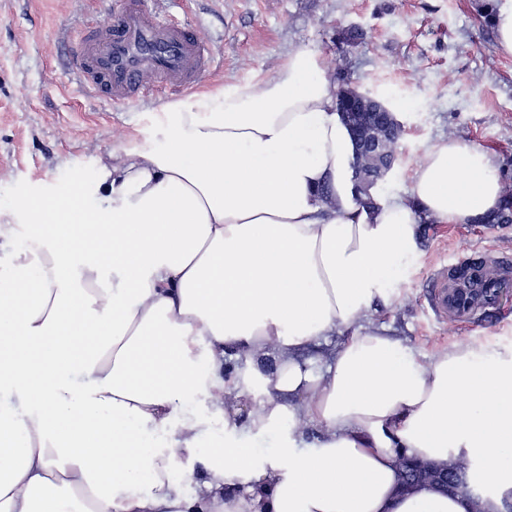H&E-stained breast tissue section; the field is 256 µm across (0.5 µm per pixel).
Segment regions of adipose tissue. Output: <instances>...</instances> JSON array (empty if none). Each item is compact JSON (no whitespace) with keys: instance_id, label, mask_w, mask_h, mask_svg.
<instances>
[{"instance_id":"ef3b65f1","label":"adipose tissue","mask_w":512,"mask_h":512,"mask_svg":"<svg viewBox=\"0 0 512 512\" xmlns=\"http://www.w3.org/2000/svg\"><path fill=\"white\" fill-rule=\"evenodd\" d=\"M160 112L99 158L90 196H24L0 225V512H466L431 484L402 491L404 455L479 461L501 512L512 349L424 359L369 322L421 214L495 206L492 157L452 137L407 197L361 199L312 50ZM230 351L245 373L225 375ZM195 458L191 495L174 474Z\"/></svg>"}]
</instances>
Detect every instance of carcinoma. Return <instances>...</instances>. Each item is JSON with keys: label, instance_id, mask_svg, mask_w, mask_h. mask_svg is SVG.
I'll return each mask as SVG.
<instances>
[{"label": "carcinoma", "instance_id": "obj_1", "mask_svg": "<svg viewBox=\"0 0 512 512\" xmlns=\"http://www.w3.org/2000/svg\"><path fill=\"white\" fill-rule=\"evenodd\" d=\"M336 100H346L360 105L358 111L351 113L348 128L353 132L365 130L379 141L375 154L354 155L352 169L354 180L360 191L366 192L382 183L388 173V167L398 163V144L404 129L394 117L388 104L381 101H369L362 98L359 89L352 86L343 72L336 73ZM494 221L512 218V188L507 186L497 205L488 214ZM448 473V492L462 493L468 498L470 512H483V496L474 492V485L468 480L471 464L461 460H451L441 466ZM403 484L413 486L422 482L437 483L434 469L430 464L412 463L402 470Z\"/></svg>", "mask_w": 512, "mask_h": 512}]
</instances>
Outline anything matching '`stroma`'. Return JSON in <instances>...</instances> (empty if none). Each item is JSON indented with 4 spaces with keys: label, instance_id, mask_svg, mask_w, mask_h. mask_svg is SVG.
Segmentation results:
<instances>
[{
    "label": "stroma",
    "instance_id": "obj_1",
    "mask_svg": "<svg viewBox=\"0 0 512 512\" xmlns=\"http://www.w3.org/2000/svg\"><path fill=\"white\" fill-rule=\"evenodd\" d=\"M489 0H192L184 18L209 39L208 87L274 78L299 49L320 53L327 73L345 69L400 108L402 162L378 190L407 196L426 150L454 137L495 159L512 184V55L484 23ZM95 0H0V224L16 199L43 185L69 198L90 189L98 159L143 136L153 106L81 93L65 74L71 28L95 19ZM361 34L356 46L343 32ZM479 246L512 258V220L445 224L423 219L414 254L390 278L391 306L373 313L421 356L457 342L512 347L507 320L437 323L424 288L433 269Z\"/></svg>",
    "mask_w": 512,
    "mask_h": 512
}]
</instances>
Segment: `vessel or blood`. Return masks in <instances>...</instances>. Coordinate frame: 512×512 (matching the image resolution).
Returning <instances> with one entry per match:
<instances>
[{
    "label": "vessel or blood",
    "mask_w": 512,
    "mask_h": 512,
    "mask_svg": "<svg viewBox=\"0 0 512 512\" xmlns=\"http://www.w3.org/2000/svg\"><path fill=\"white\" fill-rule=\"evenodd\" d=\"M169 0H120L109 22L78 27L71 70L82 92L115 104L156 90L192 92L212 73L208 39L167 7ZM512 260L476 248L454 266H439L425 288L436 320L476 322L495 309Z\"/></svg>",
    "instance_id": "b4317fda"
}]
</instances>
